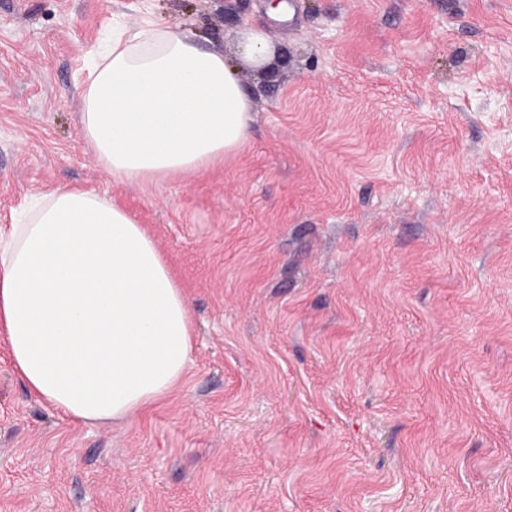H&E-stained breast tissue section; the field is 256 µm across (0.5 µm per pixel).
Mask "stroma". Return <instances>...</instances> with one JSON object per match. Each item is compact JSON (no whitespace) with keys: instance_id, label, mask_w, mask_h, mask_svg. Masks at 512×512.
<instances>
[{"instance_id":"35a3bbf8","label":"stroma","mask_w":512,"mask_h":512,"mask_svg":"<svg viewBox=\"0 0 512 512\" xmlns=\"http://www.w3.org/2000/svg\"><path fill=\"white\" fill-rule=\"evenodd\" d=\"M291 2L0 0V229L106 196L193 322L184 381L105 424L36 400L0 335V512H512V0ZM144 18L236 61L256 121L131 187L78 109ZM267 53V41L265 35L252 28H244L241 31L238 42V54L243 59L259 61Z\"/></svg>"}]
</instances>
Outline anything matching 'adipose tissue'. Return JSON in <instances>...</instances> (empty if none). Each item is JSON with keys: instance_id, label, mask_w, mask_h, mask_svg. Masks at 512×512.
Wrapping results in <instances>:
<instances>
[{"instance_id": "ef3b65f1", "label": "adipose tissue", "mask_w": 512, "mask_h": 512, "mask_svg": "<svg viewBox=\"0 0 512 512\" xmlns=\"http://www.w3.org/2000/svg\"><path fill=\"white\" fill-rule=\"evenodd\" d=\"M80 122L130 184L209 167L254 122L232 63L188 35L113 26ZM0 333L31 393L79 421L133 418L182 381L188 300L154 240L104 196L59 187L0 232Z\"/></svg>"}]
</instances>
